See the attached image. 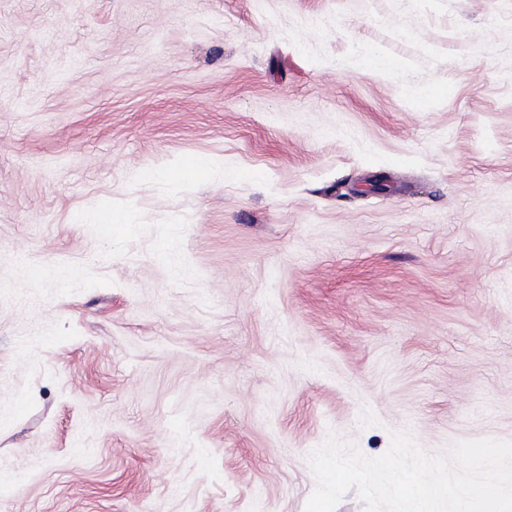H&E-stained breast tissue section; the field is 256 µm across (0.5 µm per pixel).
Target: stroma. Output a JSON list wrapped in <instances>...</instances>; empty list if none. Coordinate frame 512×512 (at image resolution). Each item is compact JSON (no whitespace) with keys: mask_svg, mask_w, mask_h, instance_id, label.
<instances>
[{"mask_svg":"<svg viewBox=\"0 0 512 512\" xmlns=\"http://www.w3.org/2000/svg\"><path fill=\"white\" fill-rule=\"evenodd\" d=\"M394 431L512 442V0H0V512H305Z\"/></svg>","mask_w":512,"mask_h":512,"instance_id":"stroma-1","label":"stroma"}]
</instances>
